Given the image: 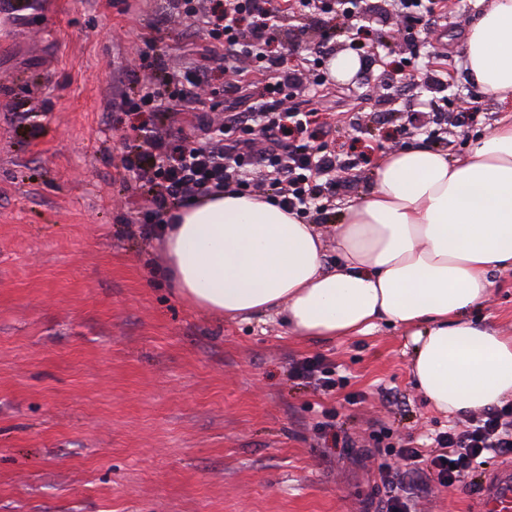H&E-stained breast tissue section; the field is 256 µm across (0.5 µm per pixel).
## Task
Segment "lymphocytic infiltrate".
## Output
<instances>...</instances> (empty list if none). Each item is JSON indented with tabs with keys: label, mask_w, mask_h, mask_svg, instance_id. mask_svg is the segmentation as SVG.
<instances>
[{
	"label": "lymphocytic infiltrate",
	"mask_w": 512,
	"mask_h": 512,
	"mask_svg": "<svg viewBox=\"0 0 512 512\" xmlns=\"http://www.w3.org/2000/svg\"><path fill=\"white\" fill-rule=\"evenodd\" d=\"M435 0H400L404 29L411 45L425 44L435 24ZM185 16L202 21L205 61H213L217 48H225L224 85L229 110L224 115L222 139L209 147H189L162 136L150 125L152 112L166 108L178 114L183 102L196 97L205 74L192 67L169 71L162 52L146 40L143 54L148 66L164 75L163 91L145 87L124 96L120 107L133 116L144 134V148L133 162L138 188L158 211L218 193L268 194L290 213L306 215L319 209L323 198L349 192L346 170L357 159L329 150L326 124L317 109L295 103L299 75L284 66L275 43V15L269 0H174ZM251 62L264 82L254 95L240 79V61ZM512 453V402L493 406L439 433L430 448L404 445L396 454L425 465L445 487L458 483L478 459Z\"/></svg>",
	"instance_id": "f902f5d3"
}]
</instances>
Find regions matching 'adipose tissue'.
I'll return each mask as SVG.
<instances>
[{"label":"adipose tissue","instance_id":"1","mask_svg":"<svg viewBox=\"0 0 512 512\" xmlns=\"http://www.w3.org/2000/svg\"><path fill=\"white\" fill-rule=\"evenodd\" d=\"M466 40L471 81L512 101V0H489ZM372 175L336 227L335 268L315 225L277 202L221 193L172 211L164 273L197 308L280 315L302 337L367 334L382 322L408 331L410 373L441 413L511 400L512 336L469 314L488 300L491 271H512V113L457 156L400 148Z\"/></svg>","mask_w":512,"mask_h":512}]
</instances>
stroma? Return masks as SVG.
I'll list each match as a JSON object with an SVG mask.
<instances>
[{
	"instance_id": "1",
	"label": "stroma",
	"mask_w": 512,
	"mask_h": 512,
	"mask_svg": "<svg viewBox=\"0 0 512 512\" xmlns=\"http://www.w3.org/2000/svg\"><path fill=\"white\" fill-rule=\"evenodd\" d=\"M171 0H0V512H386L381 473L406 471L414 512H478L476 492L501 459L474 464L453 487L377 446L429 444L453 424L414 387L411 342L398 329L336 339L294 336L277 317L225 320L177 297L164 256L141 236L155 208L129 210L136 173L125 159L139 133L113 110L119 92L150 84L144 38L170 65L197 63L204 42ZM357 39L323 40L311 13L283 17L285 63L331 61L363 42L381 59L389 97L327 82L300 99L330 113L340 153L386 141L393 123L432 102L475 112L468 133L448 128L447 151L491 131L501 105L470 81L465 34L482 0H455L428 34L437 55L404 58L392 0ZM422 78L412 81V70ZM220 66L184 104L178 126L224 120ZM166 129L167 113L153 118ZM356 168L349 194L309 214L338 260L335 226L371 188ZM473 315L512 332V272L493 275ZM322 357L344 380L330 395L291 371ZM336 409L326 419L325 409ZM337 438L323 441L319 423Z\"/></svg>"
}]
</instances>
